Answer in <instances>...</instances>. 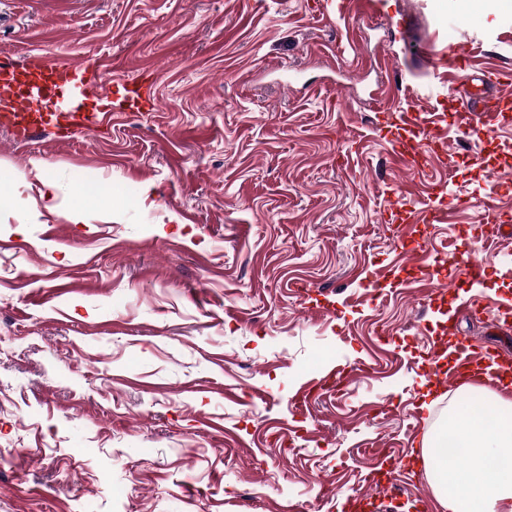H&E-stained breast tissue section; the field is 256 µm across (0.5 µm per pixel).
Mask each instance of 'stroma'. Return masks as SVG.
Segmentation results:
<instances>
[{
    "mask_svg": "<svg viewBox=\"0 0 512 512\" xmlns=\"http://www.w3.org/2000/svg\"><path fill=\"white\" fill-rule=\"evenodd\" d=\"M372 2L0 0V60L100 56L108 91L157 77L155 110L113 113L107 138L0 130L24 179L0 197V512H343L453 403L512 402L439 356L512 364V234L483 219L512 215V122L470 123L428 56L499 69L512 9ZM423 87L440 97L410 104ZM386 106L447 163L398 165ZM435 184L453 217L431 226ZM438 256L483 275L437 278ZM337 370L340 394L295 408Z\"/></svg>",
    "mask_w": 512,
    "mask_h": 512,
    "instance_id": "obj_1",
    "label": "stroma"
}]
</instances>
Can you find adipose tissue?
<instances>
[{
	"label": "adipose tissue",
	"mask_w": 512,
	"mask_h": 512,
	"mask_svg": "<svg viewBox=\"0 0 512 512\" xmlns=\"http://www.w3.org/2000/svg\"><path fill=\"white\" fill-rule=\"evenodd\" d=\"M486 404L449 407L443 427L422 441L424 473L443 512H512V403ZM452 445L464 449L465 467L451 462Z\"/></svg>",
	"instance_id": "ef3b65f1"
}]
</instances>
